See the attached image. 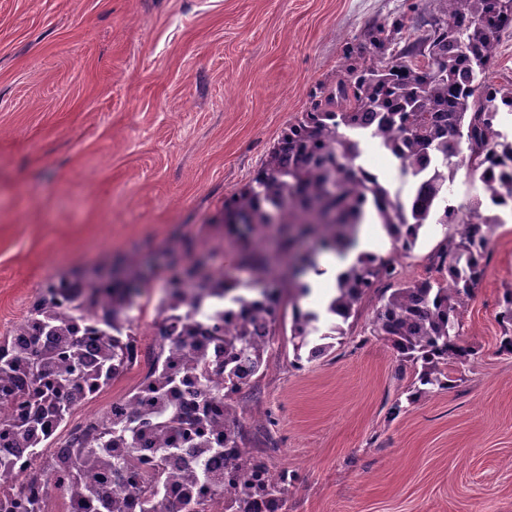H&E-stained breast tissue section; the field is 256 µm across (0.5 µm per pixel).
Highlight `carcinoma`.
Listing matches in <instances>:
<instances>
[{
    "mask_svg": "<svg viewBox=\"0 0 512 512\" xmlns=\"http://www.w3.org/2000/svg\"><path fill=\"white\" fill-rule=\"evenodd\" d=\"M441 17L430 29L388 52L402 27L380 28L371 35L372 52L361 62L347 61L345 74L320 88L308 111L288 126L242 190L224 202V232L244 243L240 259L255 282L269 275V262L255 242L257 230L270 224L288 232L282 246L293 254L285 292L268 288L260 297L229 296L235 282L212 274L196 283L177 279L158 310V327L170 336L158 344L154 368L131 395L130 403L153 400L156 415L131 424L104 410L94 414L82 433L68 434L75 469L62 487L79 512H123L121 502L104 495L85 479V470L100 466L120 475L139 468L131 449L151 431L165 441L167 452L179 448H239L226 476L237 481L233 496H224V512H251L259 497L286 512L288 473L261 478L265 464L249 449V432L235 397L243 389L240 370L252 375L265 369L271 336L284 305L291 306L294 366L308 337L322 343L309 351L313 359L332 345L326 340L347 335L343 324L355 315L363 297L373 291L377 305L370 335L387 341L397 353L398 368L410 371L408 403L446 390L451 373L467 364L473 350L462 339L461 317L485 275L483 252L502 219L484 216L479 207L463 213L448 205V184L464 167L479 175L495 207H512V140L497 129L512 116V88H489L478 81L495 61L503 31L512 28V0H438ZM427 59L422 65L419 58ZM468 154H462L461 142ZM370 142L414 179L406 198L391 195L379 176L365 170L363 146ZM375 212L391 241L386 257L362 253L336 280V294L320 316L300 309L311 288L301 276L322 274L317 256L343 253L354 245L365 211ZM444 228L428 256L443 280L398 279L397 258L409 257L421 230ZM138 285L95 282L73 275L50 280L14 333L29 336L18 347L0 341V391L17 406L13 419L0 426L7 438L34 456L79 405L92 399L126 372V351ZM97 336L96 358L87 361V337ZM202 336L224 342V387L211 384L210 363ZM195 384L206 399L224 401V419L206 413L185 427L177 410L182 388ZM171 478L163 464L132 487L141 512H210L199 497L177 501L169 495ZM0 512H43L33 494L14 500L0 496Z\"/></svg>",
    "mask_w": 512,
    "mask_h": 512,
    "instance_id": "1",
    "label": "carcinoma"
}]
</instances>
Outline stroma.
Segmentation results:
<instances>
[{"label":"stroma","mask_w":512,"mask_h":512,"mask_svg":"<svg viewBox=\"0 0 512 512\" xmlns=\"http://www.w3.org/2000/svg\"><path fill=\"white\" fill-rule=\"evenodd\" d=\"M435 0H0V337L48 281L151 270L132 310L143 346L170 281L189 267L251 287L221 238L224 202L268 150L370 49L376 27L418 35ZM441 226L398 260L434 277ZM463 312L470 362L454 388L399 412L410 378L370 335L363 297L341 344L293 365L291 318L248 387L257 450L287 472L288 512H512V355L497 320L512 288V214Z\"/></svg>","instance_id":"obj_1"}]
</instances>
